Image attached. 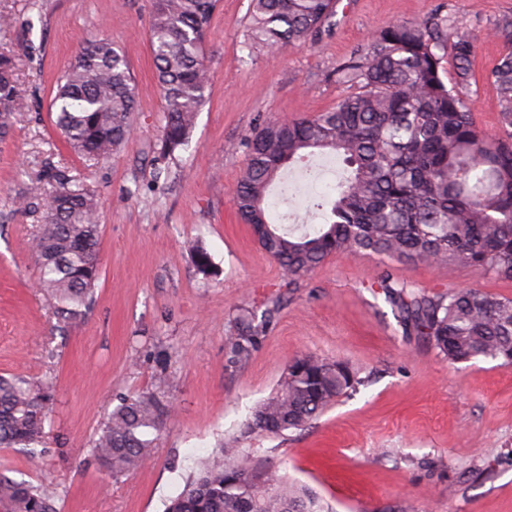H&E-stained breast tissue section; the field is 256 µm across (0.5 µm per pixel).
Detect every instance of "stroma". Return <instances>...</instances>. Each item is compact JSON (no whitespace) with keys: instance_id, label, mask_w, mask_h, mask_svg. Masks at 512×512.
Returning a JSON list of instances; mask_svg holds the SVG:
<instances>
[{"instance_id":"obj_1","label":"stroma","mask_w":512,"mask_h":512,"mask_svg":"<svg viewBox=\"0 0 512 512\" xmlns=\"http://www.w3.org/2000/svg\"><path fill=\"white\" fill-rule=\"evenodd\" d=\"M151 0H0L17 17L0 47L18 58L22 100L0 141V375L55 385L48 454L0 448V469L33 483L52 479L59 512H163L220 439L239 433L276 389L288 362L311 353L357 366L356 392L312 428L250 437L256 455L319 493L333 512H512V367L489 359L451 365L405 335L381 291L382 262L329 258L300 287L255 242L234 206L248 163L244 142L265 122L330 109L348 92L336 67L371 45L380 27L443 9L476 40L465 95L477 124L499 134L498 94L485 79L503 52L492 29L512 0H336L315 41L295 49L251 44L250 0H220L206 46L213 58L207 102L187 150L155 170L164 122L148 31ZM108 38L125 55L139 112L123 150L106 161L73 153L50 104L61 72L87 40ZM83 176L100 204L101 273L84 317L58 319L36 286L34 239L51 191L46 165ZM210 254L198 273L188 241ZM428 292L472 288L512 297V283L476 270L402 265ZM275 313L245 363L224 337L239 309ZM166 373L174 416L150 464L107 481L87 448L118 397L151 390Z\"/></svg>"}]
</instances>
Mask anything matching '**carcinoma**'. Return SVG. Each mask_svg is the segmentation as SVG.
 Returning a JSON list of instances; mask_svg holds the SVG:
<instances>
[{
    "mask_svg": "<svg viewBox=\"0 0 512 512\" xmlns=\"http://www.w3.org/2000/svg\"><path fill=\"white\" fill-rule=\"evenodd\" d=\"M217 0H152L148 30L155 77L164 101L159 158L190 142L206 102L210 57L206 34ZM336 12V0H251L248 39L283 49L309 42ZM495 34L505 53L487 74L498 92L503 136L476 124L462 90L472 80L474 39L435 12L421 21L380 28L366 50L336 70L350 92L309 117L269 122L245 141L249 161L234 195L242 223L296 288L334 255H377L398 263L464 265L512 281V18ZM450 60L453 81H444ZM15 55L0 49V139L12 128L21 96ZM51 108L66 145L80 156L107 160L134 129L136 88L124 54L105 39L85 42L58 77ZM334 153L346 176L326 223L310 234L268 220L271 185L296 162ZM54 185L34 243L38 286L64 321L90 307L100 274L99 203L82 179L49 167ZM197 271H213L210 254L190 247ZM407 334L423 336L450 365L490 359L512 367V299L474 289L429 293L389 271L377 276ZM255 315H239L224 336L234 360L247 361L261 339ZM353 365L303 354L288 362L275 393L251 413L243 431L200 463L165 512H332L309 486L291 483L255 462L242 441L306 430L339 398L361 385ZM166 375L154 388L121 397L106 414L89 455L114 480L144 466L171 418ZM54 399L51 381L0 377V447L42 455ZM57 488L17 480L0 470V512H58Z\"/></svg>",
    "mask_w": 512,
    "mask_h": 512,
    "instance_id": "1",
    "label": "carcinoma"
}]
</instances>
